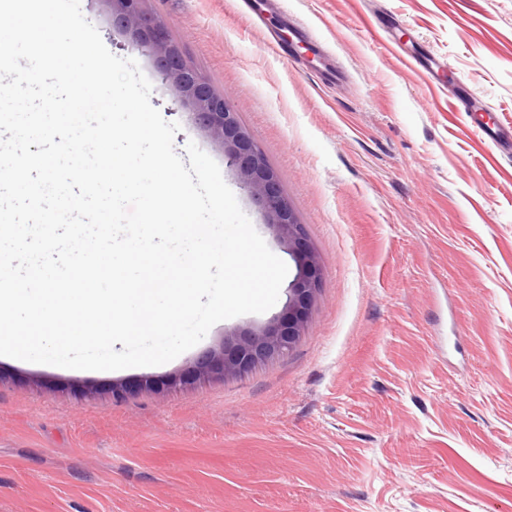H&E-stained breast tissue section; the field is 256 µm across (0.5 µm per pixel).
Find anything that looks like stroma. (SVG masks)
I'll return each mask as SVG.
<instances>
[{"instance_id": "stroma-1", "label": "stroma", "mask_w": 512, "mask_h": 512, "mask_svg": "<svg viewBox=\"0 0 512 512\" xmlns=\"http://www.w3.org/2000/svg\"><path fill=\"white\" fill-rule=\"evenodd\" d=\"M336 52L328 83L276 55L241 0H143L225 93L280 175L324 268L308 329L249 372L115 399L168 379L227 334L215 324L147 369L0 358V512H512V156L456 111L469 89L512 132V0H285ZM85 18L135 59L151 104L222 166L101 0ZM426 47L439 84L404 63ZM158 389L159 387L156 380L152 379L151 377H142L139 380L114 385L112 387V393L117 396L127 397L141 393L158 391Z\"/></svg>"}]
</instances>
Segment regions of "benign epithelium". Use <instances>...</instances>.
Returning a JSON list of instances; mask_svg holds the SVG:
<instances>
[{"label": "benign epithelium", "instance_id": "1", "mask_svg": "<svg viewBox=\"0 0 512 512\" xmlns=\"http://www.w3.org/2000/svg\"><path fill=\"white\" fill-rule=\"evenodd\" d=\"M100 2L107 7L112 26L129 35L152 60L174 98L188 110L194 126L221 149L239 183L259 208L263 223L296 268L288 302L278 315L261 327L246 328L234 333L233 338L224 339L220 349L208 351L187 372L169 378L166 386L242 375L259 363L289 354L308 328L323 267L278 174L242 123L235 105L185 58L166 26L143 10V0ZM156 390L157 382L150 377L112 386V393L121 397Z\"/></svg>", "mask_w": 512, "mask_h": 512}]
</instances>
